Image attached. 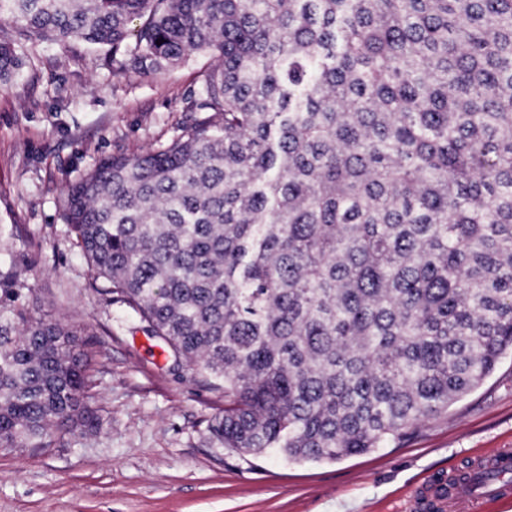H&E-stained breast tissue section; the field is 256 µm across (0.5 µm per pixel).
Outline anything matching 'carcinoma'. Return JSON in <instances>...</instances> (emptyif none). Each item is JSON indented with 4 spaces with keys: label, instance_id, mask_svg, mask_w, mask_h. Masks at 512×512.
<instances>
[{
    "label": "carcinoma",
    "instance_id": "carcinoma-1",
    "mask_svg": "<svg viewBox=\"0 0 512 512\" xmlns=\"http://www.w3.org/2000/svg\"><path fill=\"white\" fill-rule=\"evenodd\" d=\"M21 35L159 74L218 119L67 186L93 273L241 457L400 446L512 351V0H0ZM135 36L134 46L128 45ZM21 67L0 42V82ZM0 266V446L99 426L75 332Z\"/></svg>",
    "mask_w": 512,
    "mask_h": 512
}]
</instances>
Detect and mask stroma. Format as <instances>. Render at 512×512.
Wrapping results in <instances>:
<instances>
[{
	"instance_id": "obj_1",
	"label": "stroma",
	"mask_w": 512,
	"mask_h": 512,
	"mask_svg": "<svg viewBox=\"0 0 512 512\" xmlns=\"http://www.w3.org/2000/svg\"><path fill=\"white\" fill-rule=\"evenodd\" d=\"M0 86V262L30 306L75 326L91 363L98 431L47 448L0 447V512H414L420 480L512 449V355L397 448L336 462L243 459L214 442L222 391L197 383L93 279L62 193L104 158L169 143L211 119L199 107L210 56L162 75L112 74V52L76 42L22 48Z\"/></svg>"
}]
</instances>
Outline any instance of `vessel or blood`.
Masks as SVG:
<instances>
[{
  "instance_id": "b4317fda",
  "label": "vessel or blood",
  "mask_w": 512,
  "mask_h": 512,
  "mask_svg": "<svg viewBox=\"0 0 512 512\" xmlns=\"http://www.w3.org/2000/svg\"><path fill=\"white\" fill-rule=\"evenodd\" d=\"M512 500V452L499 450L480 458L467 482L457 475L423 481L416 490L421 512H487Z\"/></svg>"
}]
</instances>
